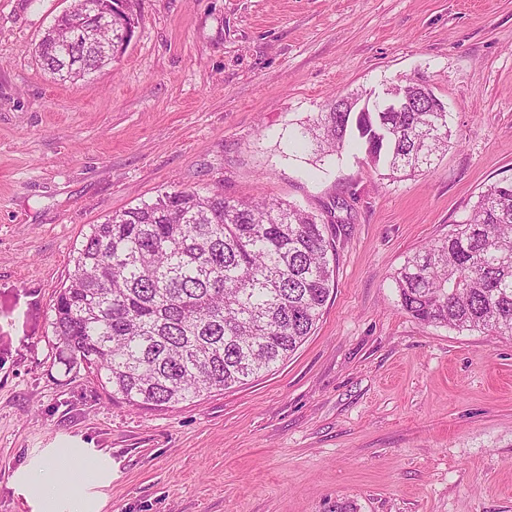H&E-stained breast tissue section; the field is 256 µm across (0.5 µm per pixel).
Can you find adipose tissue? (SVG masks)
Returning a JSON list of instances; mask_svg holds the SVG:
<instances>
[{
  "label": "adipose tissue",
  "mask_w": 512,
  "mask_h": 512,
  "mask_svg": "<svg viewBox=\"0 0 512 512\" xmlns=\"http://www.w3.org/2000/svg\"><path fill=\"white\" fill-rule=\"evenodd\" d=\"M86 462L84 449H73L65 459L53 449L24 469L19 480L41 512H98V501L88 492L89 482L111 479L112 465L101 460L90 468Z\"/></svg>",
  "instance_id": "obj_1"
}]
</instances>
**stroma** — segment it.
<instances>
[{"mask_svg": "<svg viewBox=\"0 0 512 512\" xmlns=\"http://www.w3.org/2000/svg\"><path fill=\"white\" fill-rule=\"evenodd\" d=\"M70 0H0V512L78 442L99 512H512V337L426 326L405 258L512 181V0H139L123 56L61 83L36 46ZM422 79L456 143L391 179L294 150L337 94ZM184 187L334 210L335 287L271 373L138 409L70 363L53 301L90 225Z\"/></svg>", "mask_w": 512, "mask_h": 512, "instance_id": "1", "label": "stroma"}]
</instances>
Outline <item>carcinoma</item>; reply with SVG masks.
Listing matches in <instances>:
<instances>
[{
  "label": "carcinoma",
  "mask_w": 512,
  "mask_h": 512,
  "mask_svg": "<svg viewBox=\"0 0 512 512\" xmlns=\"http://www.w3.org/2000/svg\"><path fill=\"white\" fill-rule=\"evenodd\" d=\"M83 0L44 33L41 65L63 82L87 77L103 49L125 52L138 22L123 0L90 44L70 32ZM297 142L313 154L351 142L395 176L430 169L454 144L445 112H336ZM332 219L281 201L219 191L164 192L108 216L76 248L53 303L58 343L112 397L163 409L244 385L284 363L311 335L334 285ZM403 311L429 326L512 336V182L489 185L470 218L407 257L393 276Z\"/></svg>",
  "instance_id": "1"
}]
</instances>
